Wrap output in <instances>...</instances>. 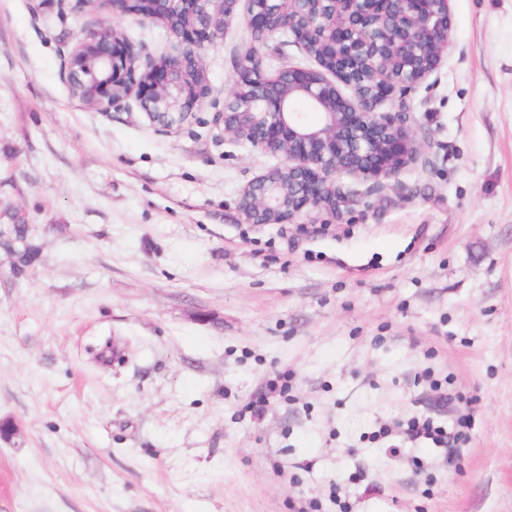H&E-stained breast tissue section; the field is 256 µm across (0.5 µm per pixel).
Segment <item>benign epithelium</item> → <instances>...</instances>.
<instances>
[{
    "instance_id": "benign-epithelium-1",
    "label": "benign epithelium",
    "mask_w": 512,
    "mask_h": 512,
    "mask_svg": "<svg viewBox=\"0 0 512 512\" xmlns=\"http://www.w3.org/2000/svg\"><path fill=\"white\" fill-rule=\"evenodd\" d=\"M104 11L79 36L63 62L71 93L100 112L135 99L164 130L182 125L211 93L203 53L233 25L249 33H284L315 62L283 65L268 82L261 53L248 47L236 64L234 93L217 112L224 133L283 163L242 190L239 208L250 224H291L310 209L331 214L353 201L342 175L396 179L422 154L405 99L448 54L449 0H75ZM115 18L162 22L178 39L174 51L143 56ZM352 90L343 95L340 86ZM299 102L321 115L305 120Z\"/></svg>"
}]
</instances>
